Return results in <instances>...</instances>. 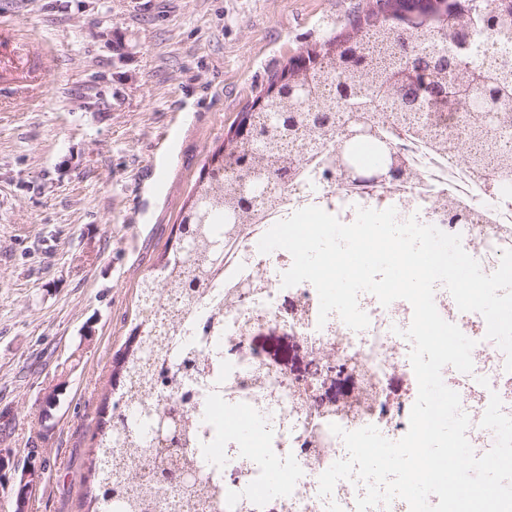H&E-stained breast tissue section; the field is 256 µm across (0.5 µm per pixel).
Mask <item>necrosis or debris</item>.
<instances>
[{
  "label": "necrosis or debris",
  "mask_w": 512,
  "mask_h": 512,
  "mask_svg": "<svg viewBox=\"0 0 512 512\" xmlns=\"http://www.w3.org/2000/svg\"><path fill=\"white\" fill-rule=\"evenodd\" d=\"M428 121L436 138L426 159L416 157L420 136L400 127L391 137L411 169L410 179L396 185L323 179L320 170L330 165L335 143L320 142L302 176L282 192L279 206L238 225L225 249L224 268L210 287L192 302L176 303L180 327L175 342L154 360L156 371L165 377L154 395L158 403L174 401L183 410V439L209 492L198 494L193 482L180 485L158 499L153 512H357L364 484L342 480L331 497L319 494L320 475L348 456L341 436L330 427L353 431L372 425L392 441L407 433L418 391L411 344L403 336L412 321V306L403 299L385 306L364 292L358 305L369 318L365 329L352 330L334 312L319 322L314 286L282 285L291 254L283 249L261 253L258 242L275 223L309 206L345 224L355 221L358 208L392 207L398 220L413 217L460 235L464 250L482 271L493 273L503 251L512 249V191L503 189L495 164L477 169L464 162L460 146L469 135L467 113L435 107ZM452 209L465 210L467 222L449 223ZM434 301L440 315L475 342L471 385H462L458 371L444 375L443 381L460 389L471 446L492 447L496 436L480 422L494 393L503 412L512 416V372L505 368L506 355L487 338L483 316L460 311L443 284H436ZM269 326L288 328L308 347L318 368L341 365L350 370L355 384L349 395L324 401L320 376L299 380L271 366L248 344L257 329ZM190 356L200 365L188 377L181 364ZM398 378L404 383L399 391L392 387ZM112 408L133 426L142 452L133 472L146 475L156 446V415L120 394ZM243 412L251 418L247 438L225 422ZM276 472L284 480L275 487L271 476Z\"/></svg>",
  "instance_id": "obj_1"
}]
</instances>
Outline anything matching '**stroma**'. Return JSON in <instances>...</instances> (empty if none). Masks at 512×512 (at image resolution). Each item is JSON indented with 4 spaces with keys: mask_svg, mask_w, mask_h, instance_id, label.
<instances>
[{
    "mask_svg": "<svg viewBox=\"0 0 512 512\" xmlns=\"http://www.w3.org/2000/svg\"><path fill=\"white\" fill-rule=\"evenodd\" d=\"M358 2L0 0V27L24 45L0 61V448L13 459L0 512H14L13 471L33 448L45 474L30 512H91L138 281L238 114ZM250 344L291 375L311 364L281 328Z\"/></svg>",
    "mask_w": 512,
    "mask_h": 512,
    "instance_id": "stroma-1",
    "label": "stroma"
}]
</instances>
